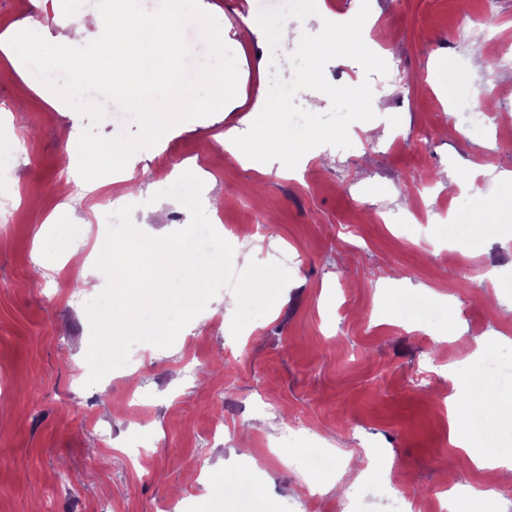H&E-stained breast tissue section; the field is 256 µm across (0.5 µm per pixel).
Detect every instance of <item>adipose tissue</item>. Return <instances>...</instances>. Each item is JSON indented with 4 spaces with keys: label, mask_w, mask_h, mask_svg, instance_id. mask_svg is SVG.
I'll return each instance as SVG.
<instances>
[{
    "label": "adipose tissue",
    "mask_w": 512,
    "mask_h": 512,
    "mask_svg": "<svg viewBox=\"0 0 512 512\" xmlns=\"http://www.w3.org/2000/svg\"><path fill=\"white\" fill-rule=\"evenodd\" d=\"M184 11L183 0H173L167 16L148 29L134 27L124 17L112 13H95L75 8L71 13L72 37L62 47L50 48L42 55V64L48 70L69 74L74 85L84 84L88 77L99 76L101 66H116L118 74L129 86H137L145 73L150 57L164 56L175 45V34ZM122 29V37L112 42L87 39L89 28ZM134 248L128 259L114 258L110 245L101 248L102 259L96 269L98 278L115 283L128 282L132 274H139V288L160 287V276L169 264L170 248H138L141 239L139 225L127 230Z\"/></svg>",
    "instance_id": "ef3b65f1"
}]
</instances>
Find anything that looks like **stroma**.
<instances>
[{
    "instance_id": "35a3bbf8",
    "label": "stroma",
    "mask_w": 512,
    "mask_h": 512,
    "mask_svg": "<svg viewBox=\"0 0 512 512\" xmlns=\"http://www.w3.org/2000/svg\"><path fill=\"white\" fill-rule=\"evenodd\" d=\"M200 4L235 54L237 95L140 151L132 196L107 175L85 195L62 184L61 173L77 169L87 120L0 53V123L20 119L30 131L26 143H0L11 160L0 203L18 213L0 225V512H167L174 504L248 512L225 495L228 485L258 487L262 512H397L376 477L384 467L431 512L452 466L473 489L463 498L468 512H512V484L483 499L490 478L452 444L448 416L450 395L486 383L499 418L476 416L464 428L475 452L512 453V434L501 429L512 419V367L478 373L512 356V191L501 194L495 234L475 242L468 220L479 202L459 188L472 178L488 191L512 171V152L497 148L506 126L473 118L487 109L512 116V0H497L481 46L450 38L481 0L463 8L458 0H370L374 22L363 38L387 75L365 77L347 58L328 63L325 75L336 85L370 79L377 129L368 135L353 123L350 148L319 146L289 172L238 160L219 141L226 130H248L259 87L291 78L297 39L275 48L239 40L260 0ZM69 13L70 0H0V34L30 27L62 44ZM452 64L467 72L453 85ZM187 170L203 180V199L219 204L207 212L214 228L236 225L229 243L256 247L259 262L282 263L291 281L239 337L226 287L171 347L134 346L133 376L87 386L85 305L97 292L63 277L56 242L69 237L82 253L97 231L123 251L127 224ZM241 198L264 220L263 237L251 235ZM458 244L471 262L498 271L497 286L457 271ZM429 288L436 318H409L406 304ZM455 324L461 339H441ZM286 429L292 447L357 457L343 488L329 470L316 475L326 491L304 495L302 471L272 446Z\"/></svg>"
}]
</instances>
